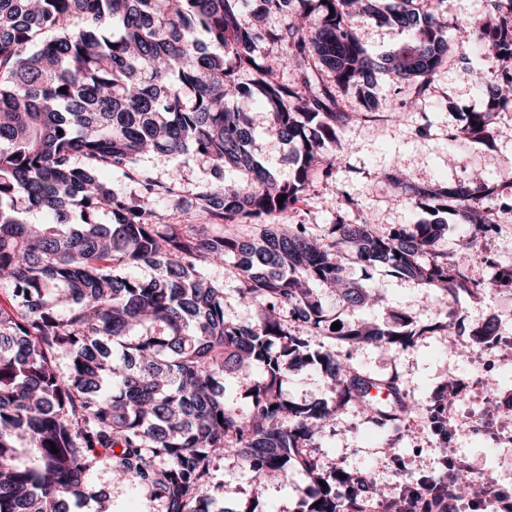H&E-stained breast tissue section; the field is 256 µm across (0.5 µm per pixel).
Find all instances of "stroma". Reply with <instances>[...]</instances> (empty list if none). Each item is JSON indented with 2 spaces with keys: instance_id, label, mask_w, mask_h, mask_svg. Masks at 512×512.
<instances>
[{
  "instance_id": "stroma-1",
  "label": "stroma",
  "mask_w": 512,
  "mask_h": 512,
  "mask_svg": "<svg viewBox=\"0 0 512 512\" xmlns=\"http://www.w3.org/2000/svg\"><path fill=\"white\" fill-rule=\"evenodd\" d=\"M497 67L492 54H471L463 60L456 50H449L430 94L420 98L413 83L379 74L375 87L378 106L366 119L345 127L344 151L333 177L313 178L303 200L280 214L278 223L306 224L323 232L335 219L328 200L343 191L361 204L359 211L348 215V223H359L367 211L377 218L375 231L384 233L391 226L423 219V212L413 209L407 192L381 181L384 173H401L405 181L419 186L466 183L477 174L496 183L501 173L512 171V112L497 114L491 143L463 138L452 144L448 136L460 125L463 112L483 105V90L471 80V72L488 76ZM139 165L158 180L177 184L187 197L212 181L210 167L203 161L188 165L178 156L146 155ZM492 260L512 265V222L500 224L492 237L471 251L468 269L475 278L489 277ZM207 272L224 286L226 317L255 320V309L237 300V269L227 263L208 267ZM346 274L350 280L378 290L384 301L371 309L336 305L332 315L337 322L348 325L367 320L390 328L395 315L404 312L413 317L422 333L406 349L395 344L352 349L327 337L313 338L314 348L335 352L337 359L350 363L359 373L398 379L402 397L410 406L405 426L398 431L378 428L362 407L343 409L333 426L317 439L324 466L371 470L378 487L391 498L399 494L397 477L414 483L425 476H438L439 460L449 448L472 471L512 488V435L504 432L505 423H512V295L464 296L452 308L440 293L417 281L366 269L352 260L346 263ZM450 314L464 327L451 345L437 330ZM491 319L498 325L499 338L489 344V357L480 360L466 329ZM451 380L460 385L462 396L448 417L450 433L443 440L426 415L431 411L430 398ZM282 391L295 402L330 396L320 372L309 368L286 374ZM305 483L298 472L284 480L258 478L236 457L227 456L218 463L208 492L234 512H297L299 489ZM86 492L89 512H95L99 494L109 496L111 512H154L148 494L115 483L107 465L92 472Z\"/></svg>"
}]
</instances>
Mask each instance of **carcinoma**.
Masks as SVG:
<instances>
[{"label": "carcinoma", "mask_w": 512, "mask_h": 512, "mask_svg": "<svg viewBox=\"0 0 512 512\" xmlns=\"http://www.w3.org/2000/svg\"><path fill=\"white\" fill-rule=\"evenodd\" d=\"M259 2L0 0V284L12 297L0 306V512H70L102 462L147 490L155 512H213L206 488L226 453L264 473H302L298 512H346L357 495L374 510L360 492L364 474L325 469L316 440L350 404L381 426L400 423L406 406L378 405L370 378L308 337L407 347L413 333L331 330L326 294L348 307L375 300L347 280L339 248L352 245L364 266L416 280L450 305L512 294V266L491 261L478 281L467 274L464 257L497 227L492 215L512 216V198L490 196L480 181L414 189L415 207H447L466 226L456 253L436 248L446 224L379 235L368 219H339L320 235L272 222L314 175L332 177L343 127L376 107L375 73L430 91L448 52L444 0H390L382 10L370 0ZM274 15L291 22L273 28ZM365 17L414 38L373 56L355 29ZM455 40L464 54L480 47L501 62L483 81L485 109L464 114L463 132L489 141L496 113L512 111V0L460 19ZM270 44L281 49L274 59ZM282 67L292 82L279 80ZM244 72L251 83L239 81ZM323 75L355 99L351 112L337 109ZM238 96L258 100L267 131L289 147L290 179L259 160L252 113L231 104ZM147 154L209 163L215 183L191 205L213 223L176 224L151 207L160 196L180 202V191L137 168ZM108 168L133 171L139 197L114 194L101 177ZM32 212L44 222L30 223ZM241 220L266 228L253 240L224 228ZM224 262L239 270V299L256 307L252 323L225 317L224 285L205 273ZM494 330L472 329L474 347ZM310 366L331 398H286L284 374ZM250 367L259 373L245 377L243 413L225 401L227 377Z\"/></svg>", "instance_id": "1"}]
</instances>
